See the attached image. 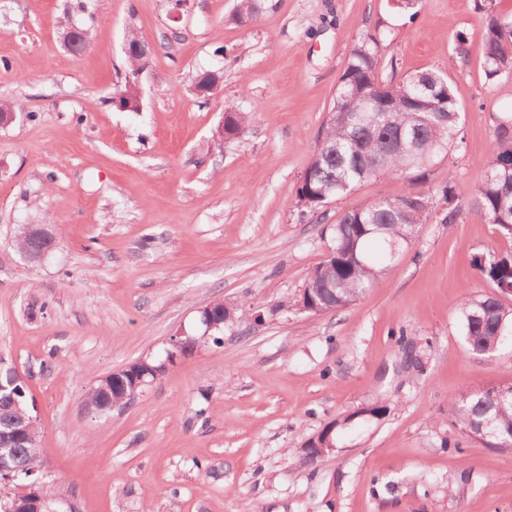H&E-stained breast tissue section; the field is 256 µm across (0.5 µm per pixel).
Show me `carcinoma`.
<instances>
[{"mask_svg":"<svg viewBox=\"0 0 512 512\" xmlns=\"http://www.w3.org/2000/svg\"><path fill=\"white\" fill-rule=\"evenodd\" d=\"M259 8L260 0H239L236 20L247 21ZM502 26L497 15L488 16L484 53L490 81L499 77L498 67L512 65V35L504 37ZM72 27L75 43L71 53L79 55L90 43L91 29L66 19L63 30ZM127 61L125 84L113 93L111 101L133 112L139 108L138 74L148 58L133 55ZM376 67L377 60L367 43L352 49L317 148L296 186L299 213L315 215L371 178L397 176L422 186L454 145L461 108L447 78L426 70L421 79L412 74L397 82L376 83L372 79ZM248 121V113L225 105L224 122L230 137L243 133ZM496 134L497 148L475 186L471 205L488 223L512 235V114L505 112L499 117ZM439 192L448 203L441 223L452 224L457 208L451 181L443 183ZM432 218V202L426 191L375 198L341 214L331 225L327 256L310 271L304 284L311 303L309 313L339 311L360 299L392 268V251L412 245L421 225ZM473 266L491 291L475 293L460 302V323L470 351L485 355L512 335V254L489 249L475 256ZM213 312L217 326L211 330L210 340L219 344L226 326L223 304H217ZM510 387L499 384L468 390L450 402L448 413L460 432L484 447L512 448V396L497 397ZM121 397V391L104 392L95 384L86 394L85 405L105 414L110 411V401H121ZM26 399V386L21 382L0 394V446L9 447L6 421L15 405L25 406ZM31 441L32 448L14 449L10 466L16 478L27 477L43 464L47 449L41 447L39 429H33Z\"/></svg>","mask_w":512,"mask_h":512,"instance_id":"1","label":"carcinoma"}]
</instances>
